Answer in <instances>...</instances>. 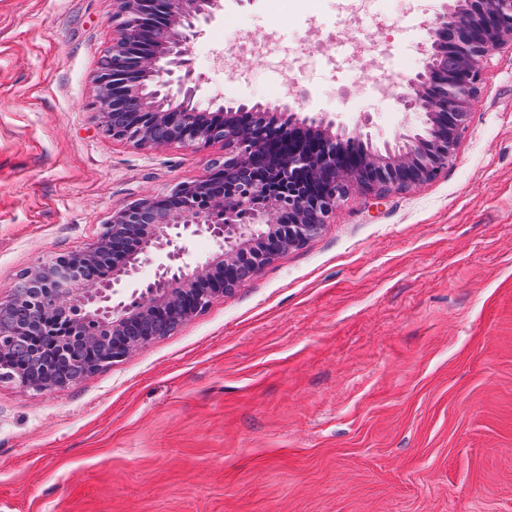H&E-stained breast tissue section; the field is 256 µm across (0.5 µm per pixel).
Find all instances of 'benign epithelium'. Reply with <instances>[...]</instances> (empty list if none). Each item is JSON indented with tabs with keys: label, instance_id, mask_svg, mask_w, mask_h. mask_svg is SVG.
I'll return each instance as SVG.
<instances>
[{
	"label": "benign epithelium",
	"instance_id": "obj_1",
	"mask_svg": "<svg viewBox=\"0 0 512 512\" xmlns=\"http://www.w3.org/2000/svg\"><path fill=\"white\" fill-rule=\"evenodd\" d=\"M118 10L112 22L118 32L112 39V61L97 74L98 87L94 105L104 118L100 131L105 136L124 140L140 149L155 144L146 134L154 121L167 118L177 125L175 141L188 147L224 142L225 158L238 160L256 156L271 148L270 132L294 131L288 122H280L275 110L256 104L251 108L219 107L202 112L192 107L199 78L194 75L191 43L201 34L197 23L210 21L220 0H115ZM166 12L172 35L164 46L152 49L147 38L154 20ZM426 40L422 46L420 70L409 80L408 92L402 96L404 109L416 115L426 126V136H408L407 147L396 155L374 153L371 163L360 175L346 171L343 151L332 134L334 122L305 116L298 127L317 134L322 143L312 151L299 142L288 151L279 177L293 186L301 172L319 178L312 193L302 194L295 203L268 201L261 203L251 194L237 197H212L207 194L211 174L195 182L180 184L171 190L142 198L112 213L97 243L82 252L59 256L44 266L49 272L47 289L52 291L55 309L68 316L73 307L98 319L112 323L113 329L134 320L137 310L119 300L122 276L132 275L139 265L154 258L158 273L138 289L139 298L150 297V307L157 314L168 315L166 296L189 292L193 312L205 308L212 299L224 295L230 280L231 265L253 244L251 225L239 218L248 213L253 223L275 230L288 224V239L302 245L313 233L312 223L328 224L341 202L355 186L375 199L393 190L431 182L441 176L456 155L460 138L467 128L480 95L485 66L490 57L505 45L512 46V0H450L442 11L424 23ZM455 53L457 65L448 70V52ZM175 78L176 93L164 92L170 107L163 109L156 96L143 93L144 82H153L161 90L169 85L164 77ZM250 111L261 123L241 126L240 112ZM111 112H135L138 121L129 127H111L105 122ZM337 174L336 182L322 181L325 174ZM176 204L171 215L154 225L148 242L135 256L134 263L112 258L113 279L91 276L88 266L111 230L133 227L146 210H157L162 203ZM206 233L218 245L201 269L188 273L178 265L181 248L176 240L182 231Z\"/></svg>",
	"mask_w": 512,
	"mask_h": 512
}]
</instances>
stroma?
Masks as SVG:
<instances>
[{"label": "stroma", "mask_w": 512, "mask_h": 512, "mask_svg": "<svg viewBox=\"0 0 512 512\" xmlns=\"http://www.w3.org/2000/svg\"><path fill=\"white\" fill-rule=\"evenodd\" d=\"M384 0L394 77L367 75V19L309 65L291 110L418 133L399 104L425 16ZM114 0H0V301L22 272L94 244L115 210L195 181L224 146L140 150L93 106ZM341 0L305 13L222 0L191 46L203 109L276 103L285 53L335 34ZM272 38L264 61L210 59L228 19ZM0 512H512V48L489 60L457 156L439 179L334 223L170 335L63 389L0 381Z\"/></svg>", "instance_id": "stroma-1"}]
</instances>
